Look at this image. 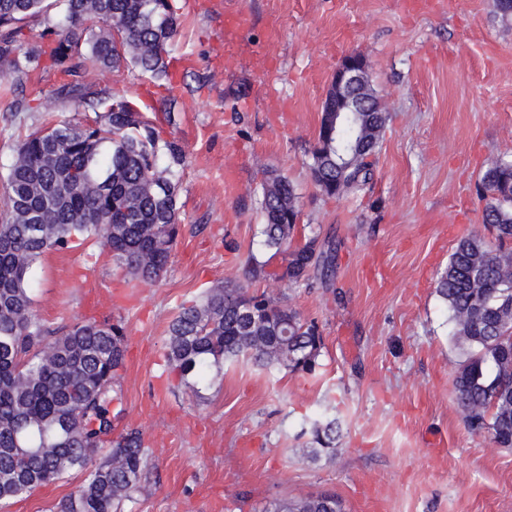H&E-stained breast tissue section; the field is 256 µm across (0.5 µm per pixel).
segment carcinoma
<instances>
[{
  "label": "carcinoma",
  "instance_id": "carcinoma-1",
  "mask_svg": "<svg viewBox=\"0 0 512 512\" xmlns=\"http://www.w3.org/2000/svg\"><path fill=\"white\" fill-rule=\"evenodd\" d=\"M43 20L41 42H28L29 22ZM180 27L171 0H0V62L14 75L1 92L16 93L29 73L54 67L73 77L45 97L13 98L8 112H41L61 99L94 114L48 123L17 140L3 176L0 211V507L71 472L83 482L56 512H123L146 491L150 464L143 433L112 437V383L124 367V328L93 317L59 331L34 309L33 266L50 251L94 239L116 265L143 283L166 270L181 224L180 173L187 155L164 140L138 107L107 100L79 80L90 62L103 71L130 67L170 80L167 56ZM385 127L388 114L324 112L310 174L324 196L358 190L373 177L378 143L362 146L358 124ZM482 223L494 242L461 237L435 292L448 313L449 334L469 350L456 371V400L471 432L512 448V158H500L480 179ZM259 246L283 255L277 271L249 252V279L286 286L328 284L335 271L331 240L307 238L291 248L301 210L288 177L262 187ZM323 347L313 320L283 298L247 285L216 284L180 305L163 352L181 384L203 399L212 370L242 358L267 370L312 375ZM341 425L313 423L317 461L334 452ZM266 512H343L328 493L281 499Z\"/></svg>",
  "mask_w": 512,
  "mask_h": 512
}]
</instances>
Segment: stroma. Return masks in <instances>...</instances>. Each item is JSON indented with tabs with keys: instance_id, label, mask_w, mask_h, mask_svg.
Here are the masks:
<instances>
[{
	"instance_id": "obj_1",
	"label": "stroma",
	"mask_w": 512,
	"mask_h": 512,
	"mask_svg": "<svg viewBox=\"0 0 512 512\" xmlns=\"http://www.w3.org/2000/svg\"><path fill=\"white\" fill-rule=\"evenodd\" d=\"M418 2L172 0L181 26L171 84L87 65L92 90L136 101L187 153L182 230L157 282L126 281L93 241L45 254L33 275L48 327L94 316L125 329L112 409L118 429L139 428L152 453L147 490L125 512H265L322 491L345 512H512V448L462 418L453 377L464 355L435 293L456 241L483 230L481 174L512 155V18L491 0ZM232 18L241 27L230 37ZM352 52L365 57L390 120L370 183L328 198L311 180V150L334 71ZM48 111L82 117L63 100ZM45 112L0 111V174ZM273 173L300 197L294 244L314 234L338 244L329 287L258 285L317 321L319 366L311 376L228 363L201 404L166 370V328L204 289L243 282ZM330 402L336 449L302 459L300 433ZM82 479L71 473L0 512H53Z\"/></svg>"
}]
</instances>
